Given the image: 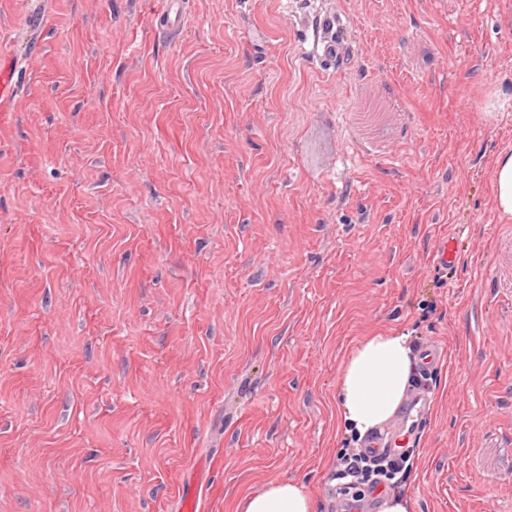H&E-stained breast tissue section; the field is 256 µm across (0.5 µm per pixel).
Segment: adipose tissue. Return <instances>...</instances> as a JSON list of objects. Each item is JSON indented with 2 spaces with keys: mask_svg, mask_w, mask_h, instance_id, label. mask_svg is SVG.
<instances>
[{
  "mask_svg": "<svg viewBox=\"0 0 512 512\" xmlns=\"http://www.w3.org/2000/svg\"><path fill=\"white\" fill-rule=\"evenodd\" d=\"M415 372L409 336L383 332L362 338L345 358L336 382L339 426L363 437L390 422ZM238 512H315V504L299 483L279 480L244 495Z\"/></svg>",
  "mask_w": 512,
  "mask_h": 512,
  "instance_id": "adipose-tissue-1",
  "label": "adipose tissue"
}]
</instances>
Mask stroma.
Masks as SVG:
<instances>
[{
  "label": "stroma",
  "mask_w": 512,
  "mask_h": 512,
  "mask_svg": "<svg viewBox=\"0 0 512 512\" xmlns=\"http://www.w3.org/2000/svg\"><path fill=\"white\" fill-rule=\"evenodd\" d=\"M162 2L0 0V512H179L200 466L206 512H345L336 380L390 331L444 352L409 512H512V0ZM491 200L503 216L512 215V152H503L497 161L491 187ZM237 512H316L311 496L297 482L279 480L244 495Z\"/></svg>",
  "instance_id": "1"
}]
</instances>
